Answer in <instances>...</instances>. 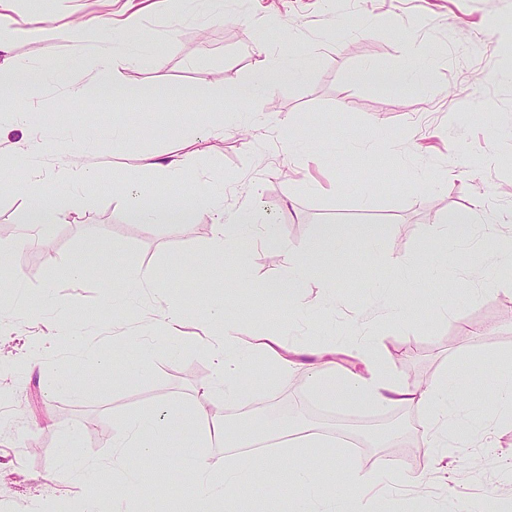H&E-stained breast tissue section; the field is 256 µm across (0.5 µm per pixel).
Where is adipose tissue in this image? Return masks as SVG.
Returning a JSON list of instances; mask_svg holds the SVG:
<instances>
[{
    "label": "adipose tissue",
    "instance_id": "ef3b65f1",
    "mask_svg": "<svg viewBox=\"0 0 512 512\" xmlns=\"http://www.w3.org/2000/svg\"><path fill=\"white\" fill-rule=\"evenodd\" d=\"M86 23L79 22L70 28L52 25L30 28L12 27L8 16L0 14V52L8 53L11 46L19 40H54L72 42L83 36ZM131 61L124 50H111L99 61L97 79L93 87L75 86L70 90L74 101L86 99L89 93L116 95L125 93L126 88L119 82H108L107 76ZM139 189L127 191L130 200L129 217L142 224L190 223L193 209L190 205L178 201H165L150 206L141 205L138 200ZM193 197L203 200L216 217L215 231L209 241L208 253L214 258L233 256L237 253L239 242L246 241L258 247H267L272 243V226L256 230L257 216L246 209L238 215L225 217L224 196L199 184L192 192ZM500 216L489 214L484 205H476L468 215L459 218L461 235H468L471 225L484 224L494 242V252L498 263L492 266L487 276L491 281H500L502 268L512 265V228L501 230ZM328 257L319 247H311L309 255L288 269L284 280L270 282L271 292L287 295L289 301L300 303L301 286L311 271L324 263ZM213 323L219 329L218 335L209 337L206 346L215 368L216 391L225 398H234L241 393L240 377L249 359L248 354L236 347V326L225 320L223 304H216L213 310ZM366 371L362 374L341 371L329 360H319L313 369L317 388L322 397L340 399L348 403L383 410L396 406H409L419 411L424 433L428 437V447L437 450L441 458L453 457L462 439L483 441L492 427L512 424V366L502 374L496 388L497 404L493 411H481L479 405L460 406L459 395L465 386L460 375L446 376L429 387H414L393 378L384 368L380 357L373 351L363 353ZM181 411L176 407H166L153 412H137L127 416L112 436V445L125 447L127 443L139 442L143 457L158 461L177 460L180 470L187 475L193 485V502L190 512H209L214 498L231 501L241 491L247 490L255 482L260 469H273L279 464L276 456L265 457L262 467L237 463L225 469L221 481H214V464L203 455L180 456L174 443L159 446L140 442L143 431L161 427L177 421Z\"/></svg>",
    "mask_w": 512,
    "mask_h": 512
}]
</instances>
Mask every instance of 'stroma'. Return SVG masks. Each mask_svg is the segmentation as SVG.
I'll return each instance as SVG.
<instances>
[{"mask_svg": "<svg viewBox=\"0 0 512 512\" xmlns=\"http://www.w3.org/2000/svg\"><path fill=\"white\" fill-rule=\"evenodd\" d=\"M138 13L139 25L121 21ZM14 26L39 18L55 25L114 22L132 63L117 73L127 99L90 96L72 101L68 88L91 84L109 39L89 38L80 47L46 40L19 41L9 58L20 71H53L22 111L0 128V512H82L95 494L100 512H185L180 495L188 480L176 465L123 451L111 467L112 432L131 413L176 406L173 425L183 453L261 464L262 454L236 447L233 439L203 447L196 412L223 416L232 430L255 435L312 427L332 432L337 421L362 429L393 427L383 441L355 450L344 440L330 448H295L287 462L321 463L316 488L328 493L352 480L344 461L362 473H379L383 494L373 512H507L512 481L503 476L512 460V426L496 427L484 445L462 444L449 462L426 447L416 411L357 409L319 399L306 364L309 346H332L334 359L364 372L351 343L367 335L389 373L410 384H430L461 373L462 403L492 406L496 381L512 363V284L485 280L493 243L482 227L448 258L453 288L436 276L392 284L393 270L368 261L362 241L381 229L391 257L421 263L455 240L454 216L487 200L512 214V0H8ZM422 54L405 58L409 44ZM313 54L299 77L275 79L264 111L224 99L241 87L260 60L277 54ZM414 69L418 77L391 90L379 75ZM204 84L214 94L206 106L172 95L177 86ZM126 126L115 140L104 125ZM205 141L186 142V128ZM49 144V152L21 154V147ZM151 154L183 158L178 179L145 171ZM63 165L92 177L80 189L56 181ZM452 178H445V171ZM224 189L226 213L253 207L276 219V246L243 243L240 259L223 265L208 257L213 215L197 207L191 224H137L126 217V182L144 183L143 204L178 194L187 198L196 181ZM36 182L44 199L71 212L48 230L24 222ZM336 225L349 248L319 267L301 295L308 309L267 294L264 285L305 257L317 225ZM33 236L21 251L16 239ZM82 260V277L68 276ZM152 276L139 299L111 306L101 279L122 286L133 270ZM226 298V316L238 325L240 349L268 336L297 349L300 364L285 379L262 359L247 364L242 394L203 399L215 381L204 347L212 327L211 304ZM415 306L398 320V302ZM174 305L185 315L186 346L165 349L151 320ZM80 336H73V328ZM105 363H94L96 353ZM75 373L83 390L47 387L36 371ZM79 457L105 463L94 482L69 466ZM137 473L164 498L128 497L122 486ZM417 476L415 486L403 474ZM265 493L235 499V512H294L297 490L283 471L264 475Z\"/></svg>", "mask_w": 512, "mask_h": 512, "instance_id": "obj_1", "label": "stroma"}]
</instances>
